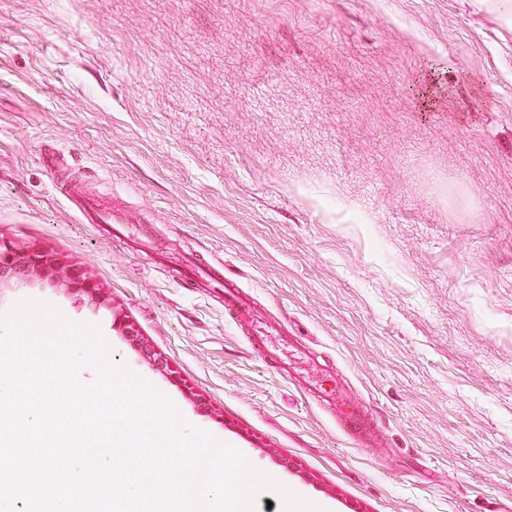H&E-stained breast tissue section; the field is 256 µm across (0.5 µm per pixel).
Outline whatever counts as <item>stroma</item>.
<instances>
[{"mask_svg":"<svg viewBox=\"0 0 512 512\" xmlns=\"http://www.w3.org/2000/svg\"><path fill=\"white\" fill-rule=\"evenodd\" d=\"M73 183L160 250L81 223ZM3 245L52 268L1 280L0 314L98 325L324 512H512V31L470 0H0ZM163 250L223 262L251 319ZM251 346L260 347L267 355L273 356L278 360L279 374L282 378L290 382H298L306 391L312 390L308 385L301 382V380L297 377L296 373L294 372L293 368L290 365H288V363L282 361L275 350L269 348L266 336L256 334L251 342ZM318 397L326 399L336 407V413L351 431H355L364 442H371L376 435L372 425L366 421L360 409L345 403L337 393V388L326 390L322 387L316 388Z\"/></svg>","mask_w":512,"mask_h":512,"instance_id":"35a3bbf8","label":"stroma"}]
</instances>
